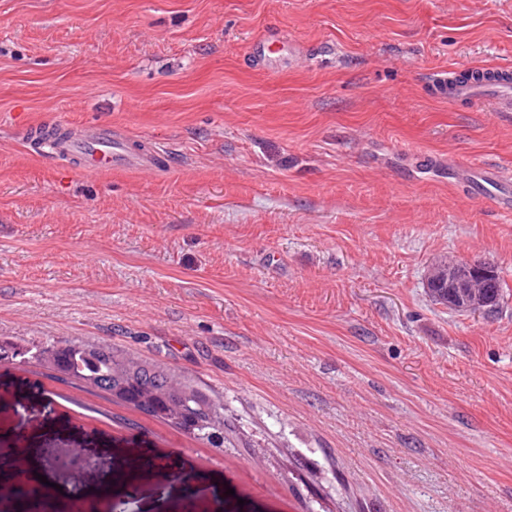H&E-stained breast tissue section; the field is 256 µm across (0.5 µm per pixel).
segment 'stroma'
<instances>
[{
    "label": "stroma",
    "instance_id": "obj_1",
    "mask_svg": "<svg viewBox=\"0 0 512 512\" xmlns=\"http://www.w3.org/2000/svg\"><path fill=\"white\" fill-rule=\"evenodd\" d=\"M303 55L257 65L253 41ZM512 68V0H0V336L105 341L223 396L212 448L0 365V421L116 465L174 459L208 512H512V217L454 179L512 174V113L438 96ZM99 123L165 162L86 173L35 126ZM493 265L498 314L431 300ZM139 512H197L160 496Z\"/></svg>",
    "mask_w": 512,
    "mask_h": 512
}]
</instances>
